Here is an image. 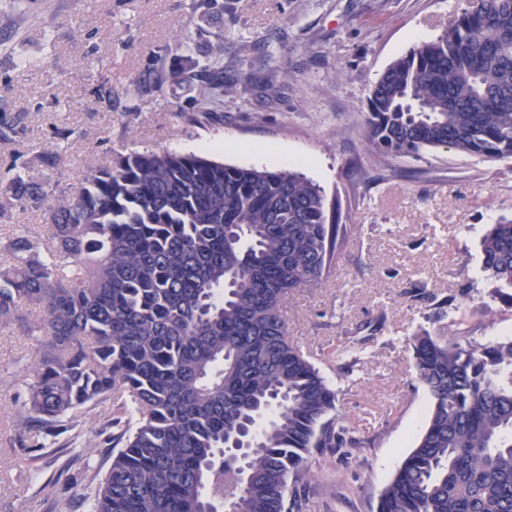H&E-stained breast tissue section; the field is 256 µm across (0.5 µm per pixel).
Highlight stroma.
<instances>
[{"label":"stroma","instance_id":"stroma-1","mask_svg":"<svg viewBox=\"0 0 512 512\" xmlns=\"http://www.w3.org/2000/svg\"><path fill=\"white\" fill-rule=\"evenodd\" d=\"M0 0V115L25 132L0 142V183L14 162L57 154L36 182L76 187L133 151L193 153L227 165L304 174L338 200L346 243L322 281L285 297L281 314L302 353L353 417L350 455L312 461V512H376L378 498L423 430L430 397L412 372L407 338L427 330L481 343L512 338V303L480 269L490 224L512 218V160L428 149L384 166L363 136L371 88L384 69L436 38L471 0ZM222 34L225 90L199 111L188 83L131 85L199 31ZM252 46L240 54L242 43ZM283 76L273 77L275 66ZM195 124H187V116ZM45 235L41 205L0 219V240ZM452 299L448 319L432 298ZM365 340L353 368L337 345ZM39 337L0 326V512H85L110 465L114 426L80 416L71 449L32 465L16 441Z\"/></svg>","mask_w":512,"mask_h":512}]
</instances>
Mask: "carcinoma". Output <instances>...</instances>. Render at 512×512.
<instances>
[{"label": "carcinoma", "mask_w": 512, "mask_h": 512, "mask_svg": "<svg viewBox=\"0 0 512 512\" xmlns=\"http://www.w3.org/2000/svg\"><path fill=\"white\" fill-rule=\"evenodd\" d=\"M221 46L189 43L143 78L224 95ZM23 132L0 116V140ZM365 137L384 165L445 148L512 159V0H472L440 35L375 82ZM44 153L13 166L0 211L43 202L47 239L0 250V324L44 337L18 443L34 459L76 414L123 400L128 418L88 512H303L300 484L349 419L330 381L288 336L289 293L328 272L347 229L338 203L298 172L193 153L132 152L59 192L32 180ZM481 269L512 290V219L491 225ZM39 309L33 320L21 311ZM431 399L426 425L377 512H512V339L408 337ZM250 451L239 458L234 445Z\"/></svg>", "instance_id": "cac0c4a2"}]
</instances>
